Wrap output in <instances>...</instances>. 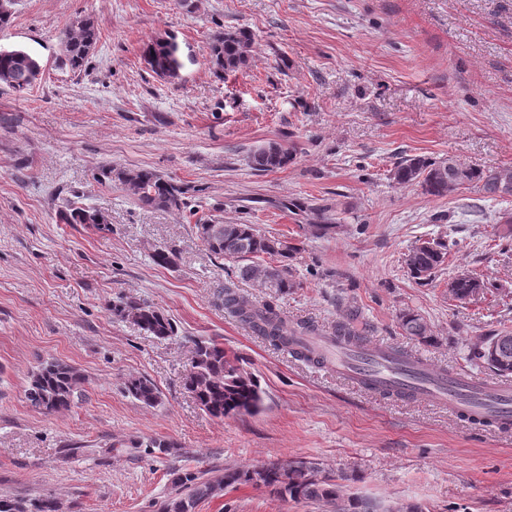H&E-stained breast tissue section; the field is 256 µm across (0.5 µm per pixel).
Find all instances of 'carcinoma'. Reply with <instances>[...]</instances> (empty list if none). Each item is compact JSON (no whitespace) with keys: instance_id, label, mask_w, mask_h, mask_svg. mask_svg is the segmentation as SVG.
<instances>
[{"instance_id":"obj_1","label":"carcinoma","mask_w":512,"mask_h":512,"mask_svg":"<svg viewBox=\"0 0 512 512\" xmlns=\"http://www.w3.org/2000/svg\"><path fill=\"white\" fill-rule=\"evenodd\" d=\"M98 41V30L92 17L77 19L64 34L65 45L61 60L71 69L82 67ZM253 34L245 29L227 30L217 34L209 45L208 61L213 73L219 77L229 72L245 69L250 62ZM143 59L148 68L159 78L170 81L181 71L183 64L176 37L169 34L152 38L143 48ZM41 69L40 62L29 52L15 48L9 55H0V84L18 94L28 92L33 84L29 75ZM291 157L279 144L269 142L249 155L250 166L256 171H273L288 165ZM499 169L464 170L460 179L446 166V159L427 160L417 156L400 158L390 170L391 181L399 187L417 186L423 194L444 198L461 186L478 182L491 197L512 196V189L504 190L498 181ZM99 179L117 181L123 190L145 207L180 209L187 205L186 190L152 169L107 167L100 171ZM65 224H105L106 216L95 209L67 201L58 212ZM199 239L212 255L237 263V278L260 279L279 293H286L296 286L288 260L294 247L278 236L267 234L254 224L196 225ZM414 262L406 264L412 278L420 283L433 281L443 269L448 258V245L441 239L424 241L412 247ZM270 259L264 265L255 259ZM448 299L461 301L473 289L486 292L488 284L478 276L468 279L451 278L448 281ZM224 310L250 331L263 337L278 349H286L294 356L313 365L320 361L311 352L295 348V339L315 336L319 329L306 321L290 322L272 302H250L239 295L235 282L224 283ZM112 314L130 320L146 334L165 340L175 335L172 319L159 309L130 300L112 306ZM399 328L407 336L423 345H433L436 337L424 318L417 311L404 309L398 316ZM335 335L342 336L355 349L365 346V338L346 320L336 323ZM506 337L509 343L495 346V352L481 354L476 343H471L468 358L472 363L491 372L508 377L512 375V332L500 330L489 341ZM85 384V377L75 366L52 359L40 363L31 372L26 398L35 409L51 414L70 409L75 397ZM184 386L198 406L210 416L224 419L241 414H255L264 406L265 391L260 380L250 370L249 362L239 356L227 354L224 347L213 340L196 345L195 356L184 378ZM124 391L144 405L153 406L159 401L156 386L144 377H130L124 382ZM352 479L346 472L336 475L324 471L312 462L272 460L259 466L228 468L221 479L204 480L198 473L184 470L173 480L178 493L164 504L163 512H195L198 503L220 494L225 487L251 485L263 488L283 500L307 503H325L339 507L340 512H378L377 503L352 496L344 498L345 482ZM0 512H60L56 497L45 494L39 497L2 496Z\"/></svg>"}]
</instances>
